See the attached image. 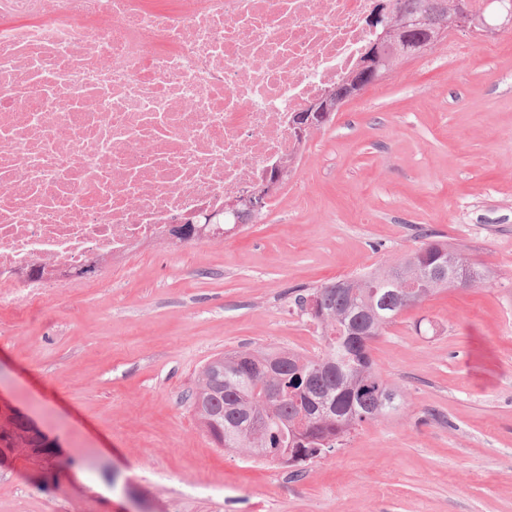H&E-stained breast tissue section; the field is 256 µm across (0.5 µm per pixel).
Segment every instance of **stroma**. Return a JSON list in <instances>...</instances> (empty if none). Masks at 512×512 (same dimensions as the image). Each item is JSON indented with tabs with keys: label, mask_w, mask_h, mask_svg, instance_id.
Segmentation results:
<instances>
[{
	"label": "stroma",
	"mask_w": 512,
	"mask_h": 512,
	"mask_svg": "<svg viewBox=\"0 0 512 512\" xmlns=\"http://www.w3.org/2000/svg\"><path fill=\"white\" fill-rule=\"evenodd\" d=\"M452 31L314 133L255 224L151 241L94 288L0 312V414L57 446L0 462V512H512V30ZM429 229L491 276L370 343L403 401L298 466L216 447L188 400L213 355H314L299 291L379 269Z\"/></svg>",
	"instance_id": "stroma-1"
}]
</instances>
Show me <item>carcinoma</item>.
<instances>
[{"mask_svg": "<svg viewBox=\"0 0 512 512\" xmlns=\"http://www.w3.org/2000/svg\"><path fill=\"white\" fill-rule=\"evenodd\" d=\"M436 27L445 38L455 0H437ZM424 43L430 37L393 28L383 37L380 71L391 72L401 61L407 37ZM464 276L469 286L485 280L486 269L460 250L424 234V242L396 263L359 278H344L314 288L295 299L298 307L316 298L318 312L309 314L320 327L321 353L304 356L273 349L241 350L215 355L202 367L190 395L194 413L220 448H245L258 459L286 460L299 465L342 444L351 430L398 413L384 394L395 391L374 368L369 346L360 336H373L406 309L433 293L452 287L450 276ZM8 448H40L38 458L52 460L56 445L27 419L12 416Z\"/></svg>", "mask_w": 512, "mask_h": 512, "instance_id": "carcinoma-1", "label": "carcinoma"}]
</instances>
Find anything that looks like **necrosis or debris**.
Segmentation results:
<instances>
[{
    "instance_id": "necrosis-or-debris-1",
    "label": "necrosis or debris",
    "mask_w": 512,
    "mask_h": 512,
    "mask_svg": "<svg viewBox=\"0 0 512 512\" xmlns=\"http://www.w3.org/2000/svg\"><path fill=\"white\" fill-rule=\"evenodd\" d=\"M398 0H0V291L249 193Z\"/></svg>"
}]
</instances>
